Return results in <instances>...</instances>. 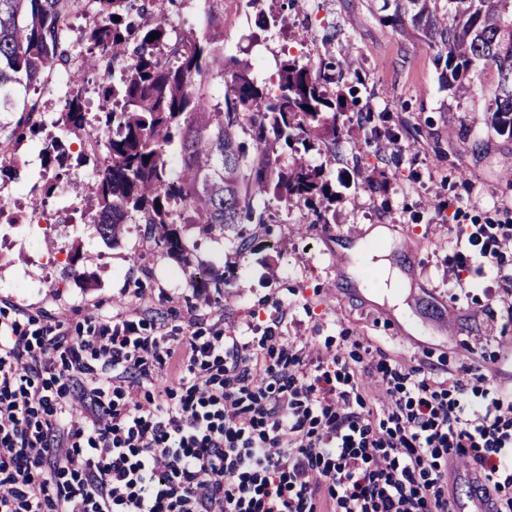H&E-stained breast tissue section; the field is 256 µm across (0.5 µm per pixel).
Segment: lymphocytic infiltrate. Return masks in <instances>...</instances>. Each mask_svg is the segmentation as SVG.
Listing matches in <instances>:
<instances>
[{"label": "lymphocytic infiltrate", "instance_id": "1", "mask_svg": "<svg viewBox=\"0 0 512 512\" xmlns=\"http://www.w3.org/2000/svg\"><path fill=\"white\" fill-rule=\"evenodd\" d=\"M458 270L491 259L512 290V226L478 228ZM136 311L0 321V512H451L448 463L483 474L512 512V391L473 404L408 367L405 396L367 406L370 362L289 351L267 327L245 336L142 335Z\"/></svg>", "mask_w": 512, "mask_h": 512}]
</instances>
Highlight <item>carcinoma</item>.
<instances>
[{"label":"carcinoma","mask_w":512,"mask_h":512,"mask_svg":"<svg viewBox=\"0 0 512 512\" xmlns=\"http://www.w3.org/2000/svg\"><path fill=\"white\" fill-rule=\"evenodd\" d=\"M78 0H0V91L44 81L66 61L62 37ZM98 20L85 33L83 69L96 72L104 56L127 62L121 82H101L105 112L106 159L93 186L96 231L107 244L125 233L136 217L149 233H159L171 252L186 247L169 225L180 220L204 233L252 221L253 202L272 194L309 201L333 196L323 170L298 161L282 171L273 142L321 138L336 142V105L328 100L325 76L309 64L286 60L278 92L261 89L250 65L224 61V22L198 39L170 44L163 14L142 0H94ZM391 23L423 34L445 58L443 74L456 93L487 90L491 125L512 137V0H448L450 19L437 16L432 0H395ZM156 32L160 37L150 38ZM496 70V82L483 76ZM224 82L223 102L207 105L211 79ZM310 109H305V106ZM77 98L66 101L64 126L86 131ZM33 112L18 121L10 138L37 134ZM301 115L305 123L295 122ZM249 130L256 153L248 154L239 132ZM179 142L181 161L172 175L167 147ZM181 206L174 215L173 205Z\"/></svg>","instance_id":"carcinoma-1"}]
</instances>
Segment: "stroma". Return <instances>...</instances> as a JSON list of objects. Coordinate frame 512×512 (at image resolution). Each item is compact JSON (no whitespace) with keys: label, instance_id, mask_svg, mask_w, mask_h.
<instances>
[{"label":"stroma","instance_id":"obj_1","mask_svg":"<svg viewBox=\"0 0 512 512\" xmlns=\"http://www.w3.org/2000/svg\"><path fill=\"white\" fill-rule=\"evenodd\" d=\"M172 38L202 36L214 19L207 0H159ZM392 0H224V57L253 66L274 88L283 61L320 67L336 62L324 91L336 104V143L309 139L277 145V166L304 158L323 169L336 192L328 221L316 223L303 202L268 195L255 202L265 221L249 225L252 247L236 230H176L193 265L219 284L224 333L260 340L276 309L285 345L355 363L380 355L390 368L423 365L439 380H464L472 401L493 386L512 387V339L489 264L457 273L450 258L475 227L512 225V138L499 135L488 97L453 96L444 68L424 39L387 23ZM43 129L15 143L0 173V317L16 312L44 321L63 313L86 329L99 310L137 309L145 334L211 333V321L189 327L185 314L198 283L178 255L129 224L115 245L99 238L88 187L95 161L82 158L67 132L66 96L48 84L37 92ZM61 142V163L42 161L47 139ZM55 224L29 223L33 197ZM392 232L384 248L403 279L402 304L377 299L378 273L349 254L367 227Z\"/></svg>","mask_w":512,"mask_h":512}]
</instances>
